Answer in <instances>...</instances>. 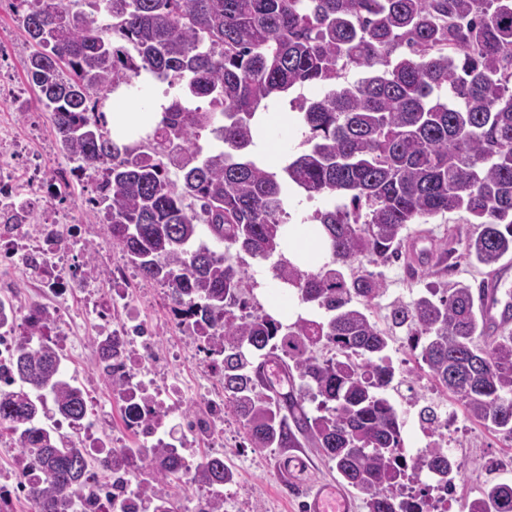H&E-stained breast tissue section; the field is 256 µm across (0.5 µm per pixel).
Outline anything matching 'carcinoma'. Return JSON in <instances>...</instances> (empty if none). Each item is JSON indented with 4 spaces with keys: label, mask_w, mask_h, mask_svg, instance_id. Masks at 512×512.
<instances>
[{
    "label": "carcinoma",
    "mask_w": 512,
    "mask_h": 512,
    "mask_svg": "<svg viewBox=\"0 0 512 512\" xmlns=\"http://www.w3.org/2000/svg\"><path fill=\"white\" fill-rule=\"evenodd\" d=\"M80 2L15 0V10L33 48L25 68L38 105L52 113L62 152L96 176L90 217L144 280L167 285L170 313L205 338L224 407L245 420L251 447L296 448L303 435L365 495L367 512H428L430 486L411 495L406 480L441 482L448 448L404 454L403 422L385 396L395 375L389 336L369 312L384 284L345 269L401 260L407 225L454 212L479 226L467 256L492 266L512 253V0H95L90 12ZM351 68L366 76L339 81ZM143 73L182 83L146 137L152 145L169 134L161 154L115 141L92 106ZM304 86L324 88L293 99L309 149L270 172L252 156L257 111ZM203 132L223 148L202 155ZM294 187L348 199L309 217L329 251L315 272L281 251ZM224 243L277 256L274 279L325 316L284 324L246 312L248 270L228 262ZM389 317L468 418L512 439V333H488L471 287L428 288L394 301ZM320 344L337 358L318 360ZM110 345L96 339L107 380ZM277 352L300 384L268 395L253 358ZM12 372L0 425L42 472L27 499L34 512H73L89 496L91 458L46 424V405L83 419L79 382L36 327ZM308 396L319 415L304 410ZM144 467L151 481L138 495L171 512L162 485L182 478L179 463L157 447ZM193 481L211 489L196 512H224V487L235 483L224 458H202ZM468 512H512V485L490 483Z\"/></svg>",
    "instance_id": "1"
}]
</instances>
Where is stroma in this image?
I'll return each mask as SVG.
<instances>
[{"label":"stroma","mask_w":512,"mask_h":512,"mask_svg":"<svg viewBox=\"0 0 512 512\" xmlns=\"http://www.w3.org/2000/svg\"><path fill=\"white\" fill-rule=\"evenodd\" d=\"M477 232V225L466 223L464 216L458 213L409 225L407 249L417 252L433 245L445 247L448 268L437 274L414 276L400 262L378 267L384 291L374 300L371 309L378 327L387 329V316L394 300L408 301L426 288H451L459 281L481 285L489 274L488 269L474 265L464 254L466 240ZM131 287L135 301L130 314L152 323L158 344L168 356L158 370L159 375L182 387L184 412L197 415L198 400L207 386L217 384V374L201 378L203 353L187 335L169 327L168 299L162 285L143 280L136 274ZM389 356L395 378L388 395L404 421L405 447L424 445L418 418L420 405L434 402L456 414L457 426L448 432V446L463 460L465 469L454 480L451 512H467L468 504L479 497L487 481L497 475L512 478V440L491 427L467 419L461 404L443 395L421 368L403 332L392 334ZM198 452L223 454L225 464L237 474L236 485L224 491V512H305L308 488L336 479L334 463L328 461L310 439H301L299 446L290 450L251 448L243 419L230 411L225 412L224 421L217 425L213 438H202ZM287 456L293 457L299 467V474L293 480L279 469L280 460Z\"/></svg>","instance_id":"1"}]
</instances>
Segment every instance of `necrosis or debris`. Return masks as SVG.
I'll return each instance as SVG.
<instances>
[{"instance_id": "necrosis-or-debris-1", "label": "necrosis or debris", "mask_w": 512, "mask_h": 512, "mask_svg": "<svg viewBox=\"0 0 512 512\" xmlns=\"http://www.w3.org/2000/svg\"><path fill=\"white\" fill-rule=\"evenodd\" d=\"M81 176L70 160L48 166L38 143L18 138L11 125L0 123V289L18 291L0 324V388L13 383L6 365L21 340L20 323L33 320V307L53 313L55 321L47 333L62 351L69 347L66 337L75 315H82L112 339V377L122 385L116 397L124 409V428L136 434L141 453L161 443L177 448L185 466L194 467L198 423L186 416L179 432L167 428L172 410L184 398L183 390L145 376L147 369L165 359L155 331L142 322L112 316L115 307L129 299L127 267L106 263L103 271L112 287L100 293L93 289L94 265L74 269L68 263L71 252L87 242L66 227L82 223L88 201L63 202L69 185ZM82 397L89 411L85 421L58 415L53 425L95 451L98 465L88 480L95 493L92 512H143L144 502L132 488L144 474L139 455L115 450L112 436L103 435L107 417L98 389L85 386Z\"/></svg>"}]
</instances>
